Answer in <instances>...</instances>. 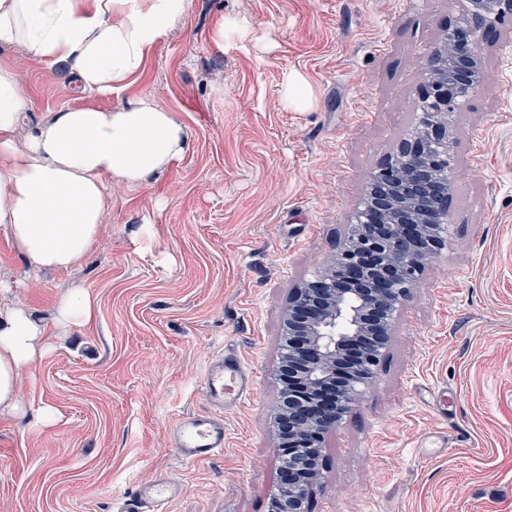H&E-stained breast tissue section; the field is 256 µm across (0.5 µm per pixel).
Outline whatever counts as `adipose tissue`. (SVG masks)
I'll use <instances>...</instances> for the list:
<instances>
[{"label":"adipose tissue","mask_w":512,"mask_h":512,"mask_svg":"<svg viewBox=\"0 0 512 512\" xmlns=\"http://www.w3.org/2000/svg\"><path fill=\"white\" fill-rule=\"evenodd\" d=\"M188 8L189 0H0V49L67 68L81 96H119ZM32 108L15 63L0 60V235L31 271H67L100 242L112 205L107 182L133 187L175 166L187 128L144 100L65 104L33 125ZM14 288L0 278V408L15 410L21 377L44 354L49 329L92 325L99 298L72 289L49 328L14 303Z\"/></svg>","instance_id":"1"}]
</instances>
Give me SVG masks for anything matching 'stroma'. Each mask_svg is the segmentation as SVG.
<instances>
[{"label": "stroma", "mask_w": 512, "mask_h": 512, "mask_svg": "<svg viewBox=\"0 0 512 512\" xmlns=\"http://www.w3.org/2000/svg\"><path fill=\"white\" fill-rule=\"evenodd\" d=\"M466 10L191 0L124 96L187 125L182 161L138 187L110 184L101 242L72 270L29 276L0 237V278L22 281L18 300L38 320L53 323L76 285L100 300L92 327L49 337L22 379L23 409L0 414V512H122L160 477L180 493L147 512H270L288 304L419 126L426 54ZM480 48L484 88L448 117L447 246L400 308L362 402L327 436L311 512H512V15ZM294 74L312 92L301 110L279 99ZM18 81L35 120L82 102L60 67L20 62ZM223 353L256 382L222 414L223 453L188 464L170 430L209 411L202 378ZM44 405L56 423L32 428Z\"/></svg>", "instance_id": "obj_1"}]
</instances>
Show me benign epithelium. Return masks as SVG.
I'll return each mask as SVG.
<instances>
[{
	"mask_svg": "<svg viewBox=\"0 0 512 512\" xmlns=\"http://www.w3.org/2000/svg\"><path fill=\"white\" fill-rule=\"evenodd\" d=\"M468 4L465 23L427 55L421 125L371 174L342 245L289 303L284 335L299 342L288 343L280 366L296 370L299 388L283 385L274 417L295 456L280 475L276 512H308L326 434L359 404L377 375L399 307L431 258L447 246L448 114L484 83L480 33L512 12V0ZM357 340L360 367L337 400L317 406L313 395L336 384V363Z\"/></svg>",
	"mask_w": 512,
	"mask_h": 512,
	"instance_id": "1",
	"label": "benign epithelium"
}]
</instances>
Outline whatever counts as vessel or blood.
<instances>
[{"mask_svg": "<svg viewBox=\"0 0 512 512\" xmlns=\"http://www.w3.org/2000/svg\"><path fill=\"white\" fill-rule=\"evenodd\" d=\"M253 384V372L234 356L215 359L203 375V389L218 408L240 404L250 395ZM171 441L185 462L211 459L224 449V420L210 414L182 416L172 429ZM176 492V486L168 480H154L137 490L123 512H142L145 505L161 504Z\"/></svg>", "mask_w": 512, "mask_h": 512, "instance_id": "b4317fda", "label": "vessel or blood"}]
</instances>
